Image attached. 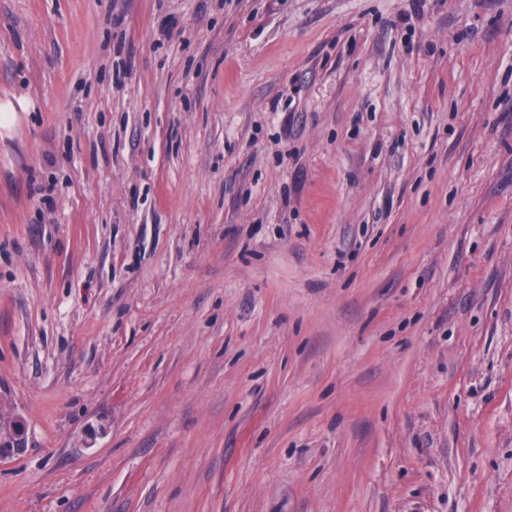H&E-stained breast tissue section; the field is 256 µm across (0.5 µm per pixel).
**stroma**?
<instances>
[{"label":"stroma","instance_id":"stroma-1","mask_svg":"<svg viewBox=\"0 0 512 512\" xmlns=\"http://www.w3.org/2000/svg\"><path fill=\"white\" fill-rule=\"evenodd\" d=\"M0 512H512V0H0Z\"/></svg>","mask_w":512,"mask_h":512}]
</instances>
